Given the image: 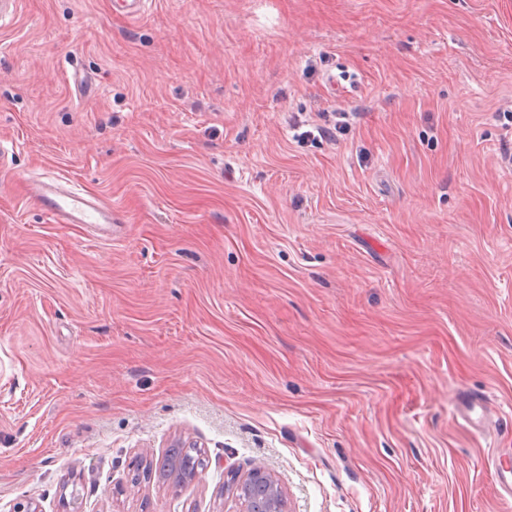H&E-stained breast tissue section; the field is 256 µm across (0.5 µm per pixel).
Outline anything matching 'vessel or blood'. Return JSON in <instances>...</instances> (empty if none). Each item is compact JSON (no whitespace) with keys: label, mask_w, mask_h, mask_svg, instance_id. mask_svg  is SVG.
<instances>
[{"label":"vessel or blood","mask_w":512,"mask_h":512,"mask_svg":"<svg viewBox=\"0 0 512 512\" xmlns=\"http://www.w3.org/2000/svg\"><path fill=\"white\" fill-rule=\"evenodd\" d=\"M30 197L59 224H85L101 227L112 221V207L99 197L81 193L67 181L53 178L29 186ZM458 414L474 431H481L487 413L483 397L462 394Z\"/></svg>","instance_id":"b4317fda"}]
</instances>
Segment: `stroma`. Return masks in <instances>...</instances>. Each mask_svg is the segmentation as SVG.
Masks as SVG:
<instances>
[{
	"instance_id": "stroma-1",
	"label": "stroma",
	"mask_w": 512,
	"mask_h": 512,
	"mask_svg": "<svg viewBox=\"0 0 512 512\" xmlns=\"http://www.w3.org/2000/svg\"><path fill=\"white\" fill-rule=\"evenodd\" d=\"M344 110L335 142L299 131ZM512 0H21L0 512H512ZM60 176L109 240L26 198ZM490 399L486 434L457 418ZM191 446L185 483L135 461ZM488 465L497 490L500 493L512 495V469L504 466L498 456L492 458L491 465L489 462ZM254 478L262 479L263 484H266L268 487V493L265 499L262 494L256 496L255 512L277 511L278 502L284 499V492L275 475L262 463L255 464L241 481L234 483L236 493L237 489L245 482Z\"/></svg>"
}]
</instances>
